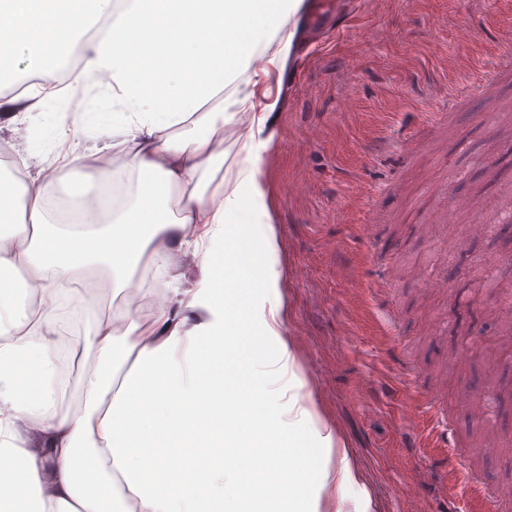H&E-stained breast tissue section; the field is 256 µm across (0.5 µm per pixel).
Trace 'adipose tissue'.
<instances>
[{
    "instance_id": "ef3b65f1",
    "label": "adipose tissue",
    "mask_w": 512,
    "mask_h": 512,
    "mask_svg": "<svg viewBox=\"0 0 512 512\" xmlns=\"http://www.w3.org/2000/svg\"><path fill=\"white\" fill-rule=\"evenodd\" d=\"M182 39L154 84L145 61L127 51L140 14L121 13L93 38L84 26L63 43L60 59L40 64L39 80H0V103L14 127H36L46 148L28 147L10 165L23 197L13 233L0 234V275L33 277L39 307L0 317V444L22 459L38 512H186L168 479L179 466L153 457L134 470L127 435L134 405H145L154 375L176 405L201 399L204 365L220 358L239 330L227 295L216 288L217 263L232 249L233 224L264 227V263L252 282L253 323L274 340L285 367L281 242L272 223L266 176L281 79L292 55L303 0H188ZM107 81L124 103L112 126L77 112L53 121L42 103L77 85ZM233 130L238 171L214 191L207 177L224 165L215 143ZM96 155L95 179L81 177ZM193 256L200 270L185 288L176 267ZM152 274L150 326L125 306L96 307L83 329L71 326L88 304L76 271H105L112 288H128L139 268Z\"/></svg>"
}]
</instances>
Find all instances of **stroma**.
<instances>
[{"mask_svg": "<svg viewBox=\"0 0 512 512\" xmlns=\"http://www.w3.org/2000/svg\"><path fill=\"white\" fill-rule=\"evenodd\" d=\"M511 36L512 0H362L350 27L309 37L285 69L267 168L297 376L280 386L291 422L301 405L334 436L319 512H470L472 476L492 512H512L499 490L512 401L483 389L484 349L512 320V235L492 219L512 207V139L498 110L463 93L491 70V94L512 105V67L495 68ZM468 194L486 211L454 209ZM445 279L456 302L435 286ZM463 389L486 396L503 447L487 469L467 457L451 475L430 425L398 413L411 393L432 398L464 447Z\"/></svg>", "mask_w": 512, "mask_h": 512, "instance_id": "stroma-1", "label": "stroma"}]
</instances>
